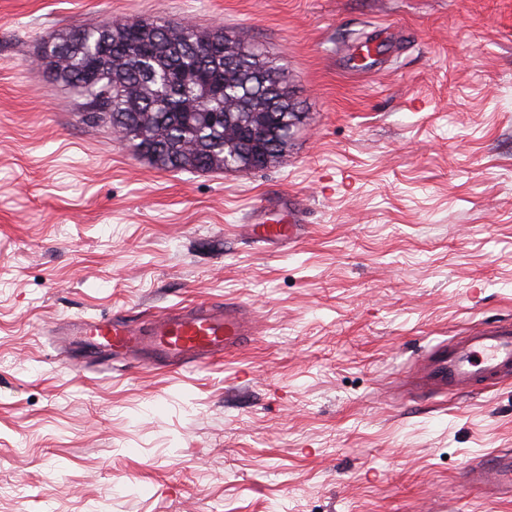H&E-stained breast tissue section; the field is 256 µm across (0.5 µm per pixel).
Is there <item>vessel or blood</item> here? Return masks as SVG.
<instances>
[{
	"label": "vessel or blood",
	"instance_id": "b4317fda",
	"mask_svg": "<svg viewBox=\"0 0 512 512\" xmlns=\"http://www.w3.org/2000/svg\"><path fill=\"white\" fill-rule=\"evenodd\" d=\"M253 242L290 241L301 231L300 215L274 217L253 212L247 224ZM257 333L255 320L237 303L170 307L136 323L126 316L80 317L64 330L69 341L87 342L93 352L144 366L202 365L242 350ZM512 376V324L491 325L452 342L434 346L416 369L417 390L468 395ZM465 481L493 498L512 496V452L489 455L470 464Z\"/></svg>",
	"mask_w": 512,
	"mask_h": 512
}]
</instances>
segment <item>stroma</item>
<instances>
[{
    "instance_id": "1",
    "label": "stroma",
    "mask_w": 512,
    "mask_h": 512,
    "mask_svg": "<svg viewBox=\"0 0 512 512\" xmlns=\"http://www.w3.org/2000/svg\"><path fill=\"white\" fill-rule=\"evenodd\" d=\"M189 21L276 58L305 114L249 173L165 171L32 59ZM379 44L351 66L356 43ZM301 203L261 247L253 207ZM236 302L202 366L62 345L70 319ZM512 323V0H0V512H512L463 470L512 450V378L388 402L433 346ZM300 215L291 211L288 215L274 217L265 212L251 213L246 224L248 234L255 243L270 244L274 242L291 241L297 238L301 231Z\"/></svg>"
}]
</instances>
